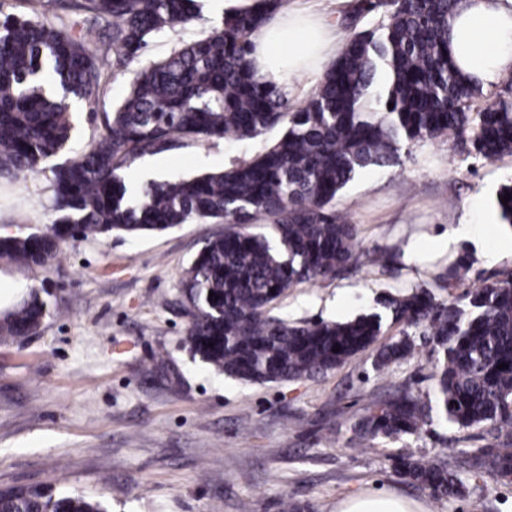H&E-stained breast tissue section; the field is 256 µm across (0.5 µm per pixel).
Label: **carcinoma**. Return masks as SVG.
<instances>
[{
    "label": "carcinoma",
    "instance_id": "obj_1",
    "mask_svg": "<svg viewBox=\"0 0 512 512\" xmlns=\"http://www.w3.org/2000/svg\"><path fill=\"white\" fill-rule=\"evenodd\" d=\"M455 0H359L356 16H380L354 32L314 92L293 104L248 62L251 36L281 0H260L224 16L222 30L200 35L160 59H144L151 39L189 25L195 0H77L80 23L0 18V176L33 172L66 147L71 101L95 104L116 64L145 60L130 90L90 147L52 166L55 224L42 233L0 238V258L27 267L54 260L77 235L161 233L192 220L230 228L208 238L187 269L186 343L215 371L242 381L314 378L367 351L387 367L411 357L416 337L432 344L439 368L433 395L405 392L375 402L359 438L398 440L435 413L460 431L477 428L487 444L461 451L469 471L512 478V271L447 302L427 288L378 302L352 320L290 322L270 316L289 288L337 278L362 263L384 262L359 247L354 225L332 208L338 192L366 169L399 163L402 145L446 137L454 148L493 161L512 155V85L479 103L480 85L448 57ZM393 108H388V104ZM281 125L280 139L249 162L190 179L132 189L124 171L174 146L179 137L256 138ZM263 219L271 236L248 226ZM460 254L439 276L442 288L468 279ZM216 298L209 299V294ZM38 297L0 320V339L26 338L43 325ZM398 336L379 343L386 324ZM339 346V351L332 348ZM504 363L505 369L497 368ZM391 459L407 481L437 497L460 495L448 465L398 450ZM0 512H107L100 500L51 487L0 489Z\"/></svg>",
    "mask_w": 512,
    "mask_h": 512
}]
</instances>
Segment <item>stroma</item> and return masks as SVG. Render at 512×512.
Returning a JSON list of instances; mask_svg holds the SVG:
<instances>
[{
	"instance_id": "1",
	"label": "stroma",
	"mask_w": 512,
	"mask_h": 512,
	"mask_svg": "<svg viewBox=\"0 0 512 512\" xmlns=\"http://www.w3.org/2000/svg\"><path fill=\"white\" fill-rule=\"evenodd\" d=\"M188 27L152 38L158 59L184 41L221 28L223 15L198 0ZM134 65L116 68L96 108L77 101L65 156L88 148L127 94ZM213 137L136 161L133 184L219 173L249 161L282 135ZM399 165L359 173L336 196V211L356 227L363 247L393 257L395 273L363 266L337 279L289 288L273 310L293 321H345L374 310L378 298L419 285L435 288L449 255L473 259L469 287L512 270L497 241L499 190L512 178V156L489 162L428 140L402 148ZM50 164L0 177V229L46 231L56 217ZM469 216L484 249L438 239ZM214 223L190 222L163 233L71 238L45 267L0 266L49 305L40 332L0 343V488L50 485L104 502L109 512H280L292 496L311 512H336L356 492H392L425 512H512V482L462 473L461 496H434L408 483L391 454L458 466L459 433L440 418L398 442L361 443L356 422L373 401L411 389L430 392L437 358L418 345L405 361L379 369L372 354L315 379L251 383L191 358L185 344L182 278ZM166 358L181 375L158 376Z\"/></svg>"
}]
</instances>
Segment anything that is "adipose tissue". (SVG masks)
Instances as JSON below:
<instances>
[{
	"label": "adipose tissue",
	"mask_w": 512,
	"mask_h": 512,
	"mask_svg": "<svg viewBox=\"0 0 512 512\" xmlns=\"http://www.w3.org/2000/svg\"><path fill=\"white\" fill-rule=\"evenodd\" d=\"M449 28L448 54L460 72L484 88L512 75V0H457ZM338 50L328 25L292 10L257 32L248 60L257 75L277 79L323 67ZM336 512L422 510L393 494L362 492L340 501Z\"/></svg>",
	"instance_id": "obj_1"
}]
</instances>
